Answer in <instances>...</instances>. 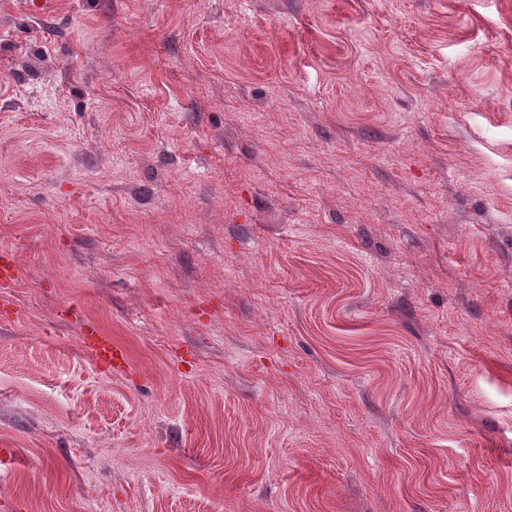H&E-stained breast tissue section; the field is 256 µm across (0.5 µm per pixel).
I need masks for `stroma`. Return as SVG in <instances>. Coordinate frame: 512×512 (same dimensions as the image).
Instances as JSON below:
<instances>
[{
  "label": "stroma",
  "mask_w": 512,
  "mask_h": 512,
  "mask_svg": "<svg viewBox=\"0 0 512 512\" xmlns=\"http://www.w3.org/2000/svg\"><path fill=\"white\" fill-rule=\"evenodd\" d=\"M29 2L0 512H512V0ZM83 344L84 349L92 357L95 365L101 369L112 372V369L121 370L126 364L122 348L112 344L111 338L102 336L98 331L85 336ZM114 358H117L118 361H113Z\"/></svg>",
  "instance_id": "stroma-1"
}]
</instances>
